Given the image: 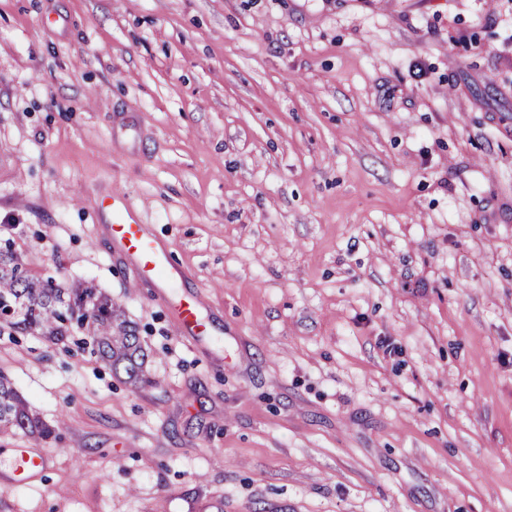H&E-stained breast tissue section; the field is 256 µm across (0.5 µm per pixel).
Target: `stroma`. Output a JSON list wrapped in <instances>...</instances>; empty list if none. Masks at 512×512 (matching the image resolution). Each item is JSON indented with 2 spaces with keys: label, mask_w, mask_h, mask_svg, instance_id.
Segmentation results:
<instances>
[{
  "label": "stroma",
  "mask_w": 512,
  "mask_h": 512,
  "mask_svg": "<svg viewBox=\"0 0 512 512\" xmlns=\"http://www.w3.org/2000/svg\"><path fill=\"white\" fill-rule=\"evenodd\" d=\"M5 238L151 382L1 333L55 463L0 512H512V0H0ZM113 224H108L112 249L123 254L137 270L136 283H152L165 288L180 281L182 268L177 265L168 251L149 233L146 224H141L131 210L124 196L112 194ZM164 301L172 314L180 333L186 336H201L205 333L202 318L203 301L194 296L173 297L166 295Z\"/></svg>",
  "instance_id": "obj_1"
}]
</instances>
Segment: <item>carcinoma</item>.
<instances>
[{
	"instance_id": "obj_1",
	"label": "carcinoma",
	"mask_w": 512,
	"mask_h": 512,
	"mask_svg": "<svg viewBox=\"0 0 512 512\" xmlns=\"http://www.w3.org/2000/svg\"><path fill=\"white\" fill-rule=\"evenodd\" d=\"M16 333H32L52 343L81 334L91 354L124 373L135 386L147 382L145 354L136 330L112 300L94 288H66L53 280L31 277L12 250L0 245V324ZM0 426L35 439H47L51 428L30 411L25 399L0 376Z\"/></svg>"
}]
</instances>
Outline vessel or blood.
<instances>
[{"label":"vessel or blood","mask_w":512,"mask_h":512,"mask_svg":"<svg viewBox=\"0 0 512 512\" xmlns=\"http://www.w3.org/2000/svg\"><path fill=\"white\" fill-rule=\"evenodd\" d=\"M112 213L115 220L108 227L112 247L133 263L138 282L163 288L181 280V267L151 236L147 226L138 221L121 194L112 196ZM164 301L181 334L199 336L204 333L201 298L168 295ZM10 457L12 464L9 470H0V488L4 490L38 480L52 460L48 452L34 447L11 449Z\"/></svg>","instance_id":"obj_1"}]
</instances>
